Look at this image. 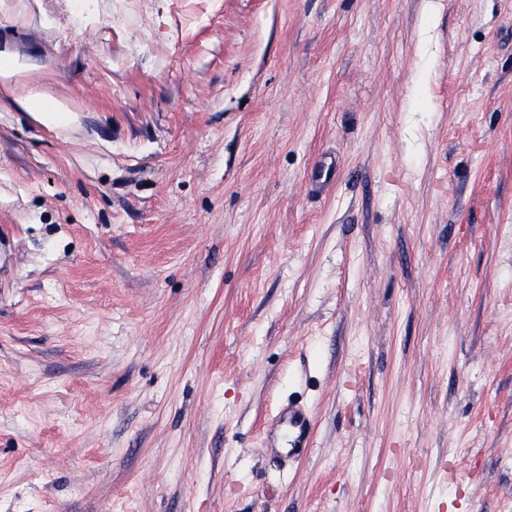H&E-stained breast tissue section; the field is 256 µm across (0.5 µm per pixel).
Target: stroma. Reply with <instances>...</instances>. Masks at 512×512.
<instances>
[{
	"label": "stroma",
	"instance_id": "stroma-1",
	"mask_svg": "<svg viewBox=\"0 0 512 512\" xmlns=\"http://www.w3.org/2000/svg\"><path fill=\"white\" fill-rule=\"evenodd\" d=\"M0 58V512H512V0H0ZM26 103L31 112L40 113L45 121L51 123H60L64 121V112H68L39 93L29 94L26 99ZM313 422L310 410L296 402H288V406L281 409L275 421V430L277 433L283 426L288 428L292 445L288 450V457L293 455L295 450L307 446Z\"/></svg>",
	"mask_w": 512,
	"mask_h": 512
}]
</instances>
